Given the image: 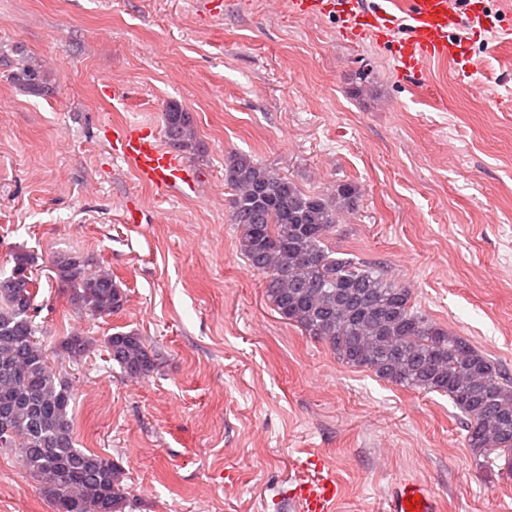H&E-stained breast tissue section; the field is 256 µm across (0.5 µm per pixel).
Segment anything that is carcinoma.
I'll list each match as a JSON object with an SVG mask.
<instances>
[{
    "mask_svg": "<svg viewBox=\"0 0 512 512\" xmlns=\"http://www.w3.org/2000/svg\"><path fill=\"white\" fill-rule=\"evenodd\" d=\"M10 80L36 93L46 81L42 66L19 59ZM170 143L195 146L190 113L176 104L163 113ZM225 179L234 191L231 222L239 251L264 278L265 293L281 318L322 341L353 367L413 390L447 396L462 416L465 441L484 455L508 449L512 478V376L460 336L411 305L405 286L374 266L337 258L326 239L356 190L339 183L333 193L303 192L247 154L230 156ZM10 275L0 277V448H14L22 465L40 478L53 512H122V471L112 459L77 447L69 410L72 386L50 365L36 338V280L32 261L17 252ZM58 281L90 316L120 311L124 291L112 273L89 260L62 254L53 260ZM90 338L60 342L71 359L88 351ZM106 348L128 376L150 375L158 354L134 331H116Z\"/></svg>",
    "mask_w": 512,
    "mask_h": 512,
    "instance_id": "obj_1",
    "label": "carcinoma"
}]
</instances>
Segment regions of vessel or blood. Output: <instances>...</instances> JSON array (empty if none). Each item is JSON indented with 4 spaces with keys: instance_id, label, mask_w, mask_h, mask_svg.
<instances>
[{
    "instance_id": "1",
    "label": "vessel or blood",
    "mask_w": 512,
    "mask_h": 512,
    "mask_svg": "<svg viewBox=\"0 0 512 512\" xmlns=\"http://www.w3.org/2000/svg\"><path fill=\"white\" fill-rule=\"evenodd\" d=\"M300 17L338 18L341 33L350 40L370 38L392 44L397 72L419 81L429 61L456 65L467 44L482 33L494 32L500 40H512V22L504 21L487 0H467L466 18L458 20L449 0H379L365 6L363 0H290ZM114 158L129 162L140 181L167 190L184 179L185 163L173 151L139 125L112 129ZM301 477L290 493L297 512H334L340 487L334 474L313 457L301 462ZM386 512H439L433 490L424 482L402 477L386 500Z\"/></svg>"
}]
</instances>
